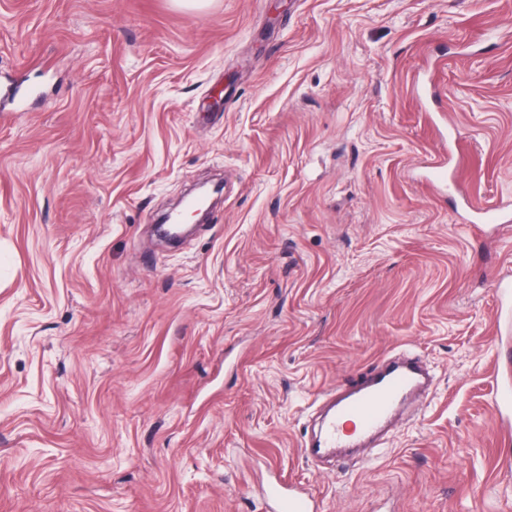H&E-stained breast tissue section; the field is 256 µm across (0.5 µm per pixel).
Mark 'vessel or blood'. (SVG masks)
<instances>
[{
    "instance_id": "b4317fda",
    "label": "vessel or blood",
    "mask_w": 512,
    "mask_h": 512,
    "mask_svg": "<svg viewBox=\"0 0 512 512\" xmlns=\"http://www.w3.org/2000/svg\"><path fill=\"white\" fill-rule=\"evenodd\" d=\"M429 377L410 359L385 363L372 375L329 393L318 438L305 452L318 458L337 448H357L379 433L415 392L428 390ZM268 512H318L309 489L269 482L262 488Z\"/></svg>"
}]
</instances>
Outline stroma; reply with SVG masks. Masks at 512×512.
<instances>
[{
	"label": "stroma",
	"mask_w": 512,
	"mask_h": 512,
	"mask_svg": "<svg viewBox=\"0 0 512 512\" xmlns=\"http://www.w3.org/2000/svg\"><path fill=\"white\" fill-rule=\"evenodd\" d=\"M5 75L0 512H265L258 460L322 512H512V222L471 210L512 212V0H0ZM401 349L433 392L308 462Z\"/></svg>",
	"instance_id": "1"
}]
</instances>
